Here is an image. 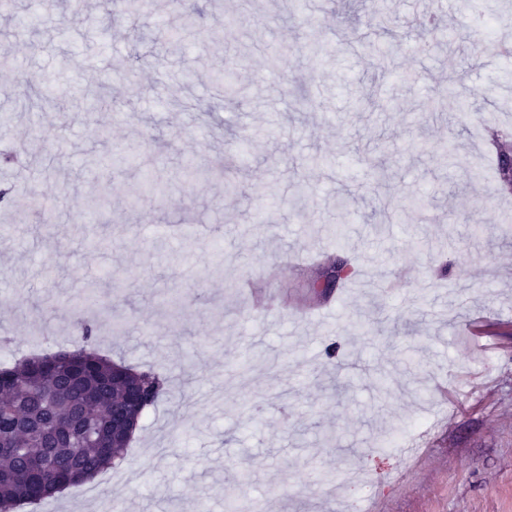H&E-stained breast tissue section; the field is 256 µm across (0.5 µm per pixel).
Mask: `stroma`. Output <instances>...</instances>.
Here are the masks:
<instances>
[{
    "mask_svg": "<svg viewBox=\"0 0 512 512\" xmlns=\"http://www.w3.org/2000/svg\"><path fill=\"white\" fill-rule=\"evenodd\" d=\"M255 3L265 25L229 39L251 74L245 102L210 94L224 0L140 16L14 0L40 14L24 29L0 14V154L14 159L0 177L47 213L16 224L0 207V355L72 349L90 319L100 354L167 380L121 465L35 512H225L237 483L268 512H512V193L492 172L496 134H512L499 104L512 58L471 49L485 23L512 33V0H379L393 41L346 0H310L287 29L280 0ZM197 7V33L157 35ZM432 15L451 50L429 45ZM73 73L112 99L95 122L72 95L15 111ZM245 136L235 194L184 178L186 160ZM118 145L155 162L162 200L129 206L139 174L113 165ZM96 186L111 207L90 223ZM388 199L401 223H383ZM107 232L111 252L89 249ZM336 262L354 274L329 289ZM421 426L427 453L397 455Z\"/></svg>",
    "mask_w": 512,
    "mask_h": 512,
    "instance_id": "stroma-1",
    "label": "stroma"
}]
</instances>
